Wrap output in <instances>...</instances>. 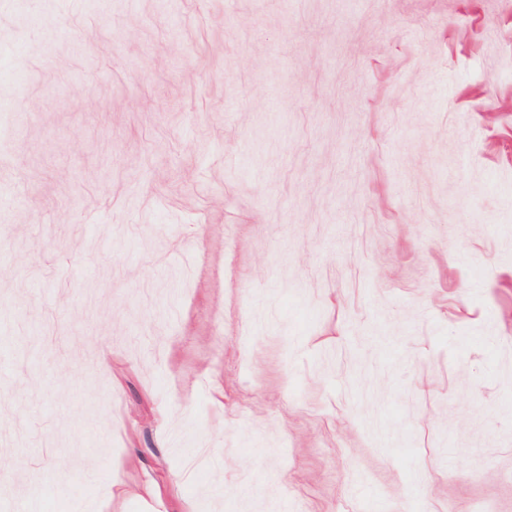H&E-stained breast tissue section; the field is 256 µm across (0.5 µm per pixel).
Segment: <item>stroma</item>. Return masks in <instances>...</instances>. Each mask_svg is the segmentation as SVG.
I'll return each mask as SVG.
<instances>
[{
  "label": "stroma",
  "mask_w": 512,
  "mask_h": 512,
  "mask_svg": "<svg viewBox=\"0 0 512 512\" xmlns=\"http://www.w3.org/2000/svg\"><path fill=\"white\" fill-rule=\"evenodd\" d=\"M0 178V490L512 512V0H0Z\"/></svg>",
  "instance_id": "stroma-1"
}]
</instances>
